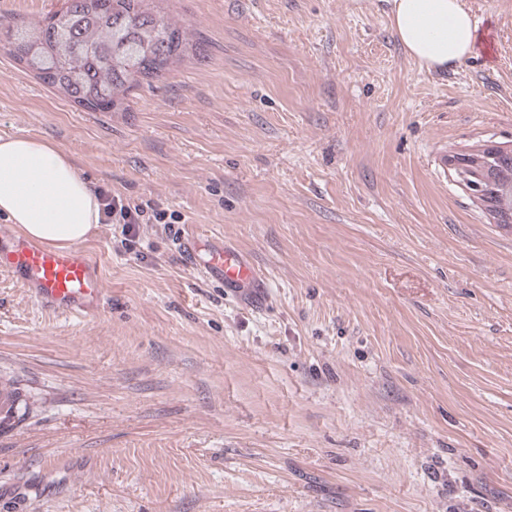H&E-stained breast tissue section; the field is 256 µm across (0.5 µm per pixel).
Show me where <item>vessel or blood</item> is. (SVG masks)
Listing matches in <instances>:
<instances>
[{
	"instance_id": "1",
	"label": "vessel or blood",
	"mask_w": 512,
	"mask_h": 512,
	"mask_svg": "<svg viewBox=\"0 0 512 512\" xmlns=\"http://www.w3.org/2000/svg\"><path fill=\"white\" fill-rule=\"evenodd\" d=\"M181 244L193 268L225 287L254 297L264 280L240 250L194 236ZM0 271L11 275L42 306L61 313L90 316L97 312L104 289L99 267L81 248L51 251L20 238L0 240Z\"/></svg>"
}]
</instances>
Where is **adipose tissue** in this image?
<instances>
[{
    "label": "adipose tissue",
    "instance_id": "1",
    "mask_svg": "<svg viewBox=\"0 0 512 512\" xmlns=\"http://www.w3.org/2000/svg\"><path fill=\"white\" fill-rule=\"evenodd\" d=\"M391 28L403 50L430 70L461 64L481 42L461 0H391ZM0 215L19 235L65 249L89 238L100 200L57 145L6 135L0 136Z\"/></svg>",
    "mask_w": 512,
    "mask_h": 512
}]
</instances>
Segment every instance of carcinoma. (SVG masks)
<instances>
[{
  "label": "carcinoma",
  "mask_w": 512,
  "mask_h": 512,
  "mask_svg": "<svg viewBox=\"0 0 512 512\" xmlns=\"http://www.w3.org/2000/svg\"><path fill=\"white\" fill-rule=\"evenodd\" d=\"M160 0H65L42 19L0 16V36L14 61L41 84L90 112H124L143 84L164 77L174 64L203 51L158 9ZM481 176L512 212V162L485 165ZM32 401L13 378L0 374V413L21 420Z\"/></svg>",
  "instance_id": "1"
}]
</instances>
